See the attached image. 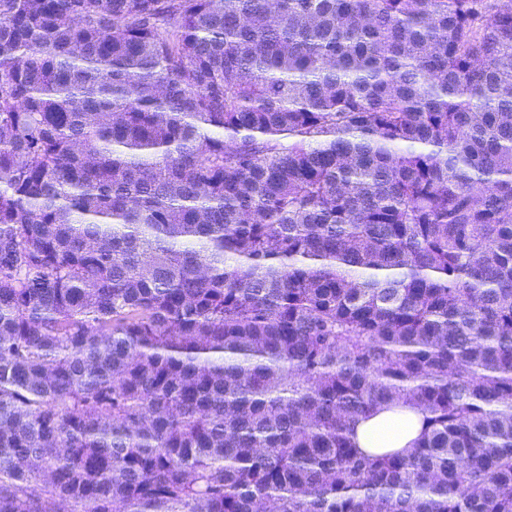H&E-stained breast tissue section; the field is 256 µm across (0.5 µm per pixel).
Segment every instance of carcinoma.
Here are the masks:
<instances>
[{
    "label": "carcinoma",
    "instance_id": "obj_1",
    "mask_svg": "<svg viewBox=\"0 0 512 512\" xmlns=\"http://www.w3.org/2000/svg\"><path fill=\"white\" fill-rule=\"evenodd\" d=\"M0 512H512V0H0ZM423 416L411 404L380 409L351 424L353 442L365 453H384L412 448L421 436Z\"/></svg>",
    "mask_w": 512,
    "mask_h": 512
}]
</instances>
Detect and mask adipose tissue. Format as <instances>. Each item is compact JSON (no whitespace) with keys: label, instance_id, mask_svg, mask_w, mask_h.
<instances>
[{"label":"adipose tissue","instance_id":"1","mask_svg":"<svg viewBox=\"0 0 512 512\" xmlns=\"http://www.w3.org/2000/svg\"><path fill=\"white\" fill-rule=\"evenodd\" d=\"M423 416L410 404L381 409L352 425L356 448L366 453L395 452L415 445L421 436Z\"/></svg>","mask_w":512,"mask_h":512}]
</instances>
